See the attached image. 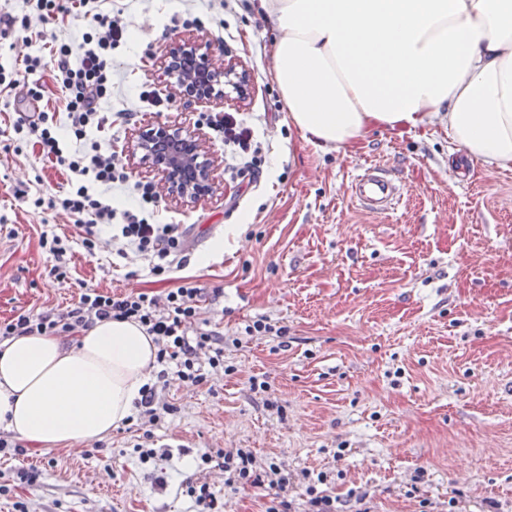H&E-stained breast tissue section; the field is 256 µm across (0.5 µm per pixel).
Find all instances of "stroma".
<instances>
[{
  "label": "stroma",
  "instance_id": "stroma-1",
  "mask_svg": "<svg viewBox=\"0 0 512 512\" xmlns=\"http://www.w3.org/2000/svg\"><path fill=\"white\" fill-rule=\"evenodd\" d=\"M113 5L130 37L112 52L107 109L135 115L120 149L151 123L198 128V109L178 101L156 111L138 88L169 95L164 56L203 38L217 60L250 75L244 100L215 109L250 119L266 151L263 173L237 184L217 172L215 195L196 203L162 196L158 221L181 225L190 246L181 272L154 276L142 260L117 262L107 250L74 254L67 279H57L39 237L70 220L34 208L23 192L36 173L48 195L65 177L14 133L23 105L0 94V320L71 306L84 283L162 295L189 276L207 291L203 316L223 333L224 363L235 371L165 390L175 410L151 429L150 461L139 458L134 421L76 450L0 460V475L21 465L41 472L21 495H0V512H16L18 500L26 512H192L189 480L207 484L224 512H268L275 490L233 492L216 464L201 462L211 448L326 473L323 493H366L371 512H512V171L487 174L454 152L439 124L377 129L345 154L303 140L271 77L275 32L259 0ZM366 165L400 181L394 211L352 202L351 181ZM262 317L286 327L287 346L246 335ZM253 376L266 391L251 390Z\"/></svg>",
  "mask_w": 512,
  "mask_h": 512
}]
</instances>
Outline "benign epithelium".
Segmentation results:
<instances>
[{"label": "benign epithelium", "instance_id": "1", "mask_svg": "<svg viewBox=\"0 0 512 512\" xmlns=\"http://www.w3.org/2000/svg\"><path fill=\"white\" fill-rule=\"evenodd\" d=\"M170 61L167 77L188 107L224 99L225 85L239 97L247 93V74L237 71L232 63L215 64L214 48L208 41L178 44ZM202 139L200 132L185 133L166 124H151L139 132L132 156L157 173L169 196L199 200L212 194L215 187L214 169L202 154Z\"/></svg>", "mask_w": 512, "mask_h": 512}]
</instances>
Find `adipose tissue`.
I'll return each mask as SVG.
<instances>
[{"mask_svg":"<svg viewBox=\"0 0 512 512\" xmlns=\"http://www.w3.org/2000/svg\"><path fill=\"white\" fill-rule=\"evenodd\" d=\"M272 78L306 140L357 148L374 129L440 121L486 172L512 170V0H260ZM157 347L134 320L0 342V428L47 449L109 435Z\"/></svg>","mask_w":512,"mask_h":512,"instance_id":"ef3b65f1","label":"adipose tissue"}]
</instances>
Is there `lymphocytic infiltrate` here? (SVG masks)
<instances>
[{
	"label": "lymphocytic infiltrate",
	"instance_id": "obj_1",
	"mask_svg": "<svg viewBox=\"0 0 512 512\" xmlns=\"http://www.w3.org/2000/svg\"><path fill=\"white\" fill-rule=\"evenodd\" d=\"M27 13L16 17L0 15L5 28L28 29L29 13H36L43 23L63 21L76 16L86 23L79 47L69 41L53 39L49 56H28L23 72L12 76L0 74V87L13 90L27 84L26 95L32 101L44 98L41 74H49L62 93L64 115L47 110L22 113L14 124L16 134L34 139L40 156L48 160L66 177L57 194L35 197V207H48L68 214L74 220L71 234L41 233L40 246L55 260L51 275L64 279L68 271L63 263L73 248H82L96 256L103 246V232H111L117 257L133 256L149 263L153 274L160 275L183 267L187 262L185 233L177 224L155 223L160 195L154 184L132 179L125 163L110 151L101 134L110 123L103 109L112 95V52L127 35L122 12L106 8V0H22ZM216 140L224 145L225 168L230 177L257 178L262 172L265 155L260 141L240 113H207L199 115ZM65 122L79 147L67 148L57 133L58 122ZM126 189L134 204L128 208L113 206L105 196L108 188ZM204 301V290L196 281L183 279L165 299L146 294H114L94 287H83L73 307L45 313H20L0 321V342L14 336L51 334L68 336L76 327L97 321L134 320L153 336L158 347L157 381L144 385L136 408L142 424L157 425L164 415L173 412L172 404L160 401L158 388L178 382L198 386L205 382L199 354L209 351L208 363L215 371L224 367L223 336L198 328ZM195 333H188V326ZM219 461L224 470V484L240 491L270 486L281 498L270 512H296L295 503L286 493L296 480L294 473L280 465H269L267 471L257 469L253 452L246 448L216 449L202 456L203 463Z\"/></svg>",
	"mask_w": 512,
	"mask_h": 512
}]
</instances>
